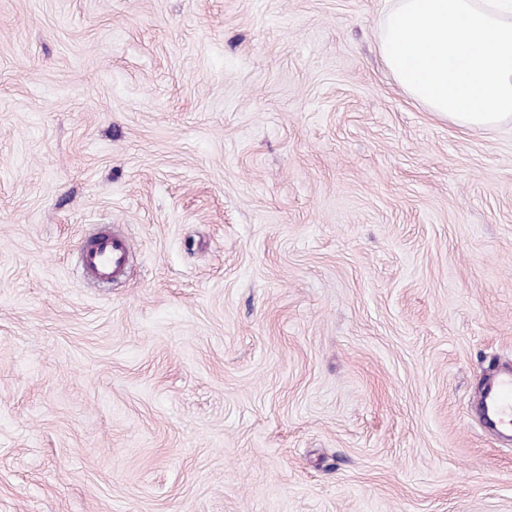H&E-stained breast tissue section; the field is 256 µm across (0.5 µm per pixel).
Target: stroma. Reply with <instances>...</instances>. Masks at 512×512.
Returning a JSON list of instances; mask_svg holds the SVG:
<instances>
[{
    "label": "stroma",
    "mask_w": 512,
    "mask_h": 512,
    "mask_svg": "<svg viewBox=\"0 0 512 512\" xmlns=\"http://www.w3.org/2000/svg\"><path fill=\"white\" fill-rule=\"evenodd\" d=\"M393 6L0 0V512H512V120L415 104ZM133 245L118 230L104 228L89 236L83 245L81 260L85 273L101 282L118 281L125 276ZM481 426L486 431L502 432L512 425V369L499 370L482 392Z\"/></svg>",
    "instance_id": "1"
}]
</instances>
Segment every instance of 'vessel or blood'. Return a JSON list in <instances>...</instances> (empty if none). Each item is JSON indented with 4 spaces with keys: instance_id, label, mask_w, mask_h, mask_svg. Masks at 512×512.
Instances as JSON below:
<instances>
[{
    "instance_id": "1",
    "label": "vessel or blood",
    "mask_w": 512,
    "mask_h": 512,
    "mask_svg": "<svg viewBox=\"0 0 512 512\" xmlns=\"http://www.w3.org/2000/svg\"><path fill=\"white\" fill-rule=\"evenodd\" d=\"M133 245L117 230L102 229L89 236L83 245L81 260L85 273L101 282H113L125 276ZM481 425L484 430L501 432L512 425V369L499 370L482 392Z\"/></svg>"
}]
</instances>
